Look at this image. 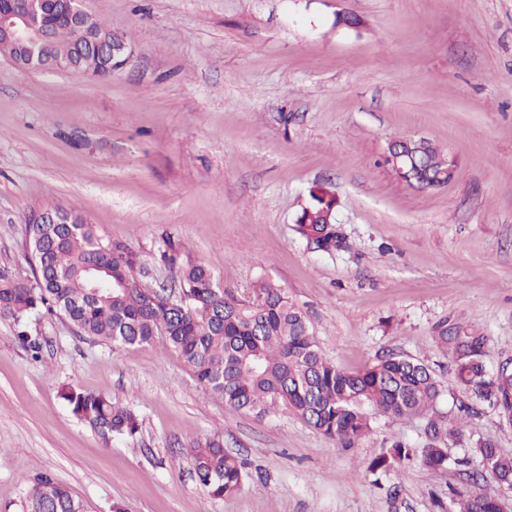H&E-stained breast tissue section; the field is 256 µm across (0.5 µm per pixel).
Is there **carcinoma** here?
<instances>
[{
    "label": "carcinoma",
    "mask_w": 512,
    "mask_h": 512,
    "mask_svg": "<svg viewBox=\"0 0 512 512\" xmlns=\"http://www.w3.org/2000/svg\"><path fill=\"white\" fill-rule=\"evenodd\" d=\"M56 55L75 59L82 72L103 71L97 40L112 32L96 17L81 28L53 29ZM399 164L385 163L412 187L418 179L445 186L448 155L427 139L395 141ZM297 232L324 252L346 247L336 224L335 194L324 184L309 192ZM44 212L57 224H31L28 242L35 261L33 279L0 267V318L17 327L16 338L39 354L40 338L30 334L27 321L47 313L65 317L83 334L114 349L133 351L163 339L193 371L204 392L237 412L265 415L284 405L309 425L351 448L371 432L372 415L403 421L428 418V441L419 448L402 440L373 460L368 471L378 477L409 464L428 469L449 467L467 476L512 486V455L490 440L475 442L473 455L452 457L445 439L465 437L460 426L448 427L436 411L441 383L429 365L400 353L381 356L373 365L348 372L326 359L303 313L277 283L257 281L251 296L235 297L203 265L181 266V293L166 296L148 281L144 259L127 243L104 239L96 226L75 211L48 206ZM435 341L451 359L463 419L484 403L512 421V372L488 370L487 337L443 322ZM61 397L73 414L108 440L132 436L140 428L134 411L114 398L73 387ZM199 482L215 498L236 494L245 477L244 464L224 450L219 435L196 439L190 446ZM448 498L458 512H502L496 493L448 486ZM25 512H85L82 501L51 475L38 476L25 498Z\"/></svg>",
    "instance_id": "carcinoma-1"
}]
</instances>
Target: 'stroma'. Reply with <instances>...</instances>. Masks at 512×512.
<instances>
[{"label": "stroma", "mask_w": 512, "mask_h": 512, "mask_svg": "<svg viewBox=\"0 0 512 512\" xmlns=\"http://www.w3.org/2000/svg\"><path fill=\"white\" fill-rule=\"evenodd\" d=\"M123 36L112 75L16 67L0 55V266L33 275L29 218L56 205L140 252L175 288L160 254L207 267L235 296L259 279L286 289L322 353L357 371L396 351L450 362L435 327L488 338L489 368L512 360V0H81ZM359 17V28L337 15ZM425 138L458 164L419 191L384 158ZM338 200L346 250L309 246L296 219L310 188ZM32 360L0 319V512H23L48 474L87 512H438L453 470L366 468L427 420H373L343 448L285 406L264 416L207 396L164 340L115 351L64 318L31 323ZM117 397L136 436L105 440L62 387ZM512 455V422L468 421ZM246 464L234 496L197 482L188 446L214 433ZM398 485L396 498L385 488Z\"/></svg>", "instance_id": "obj_1"}]
</instances>
